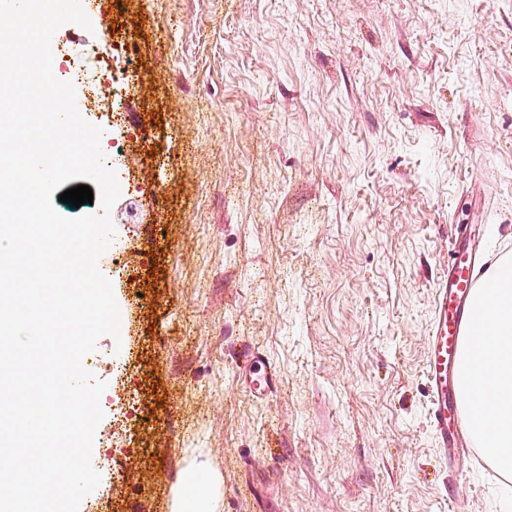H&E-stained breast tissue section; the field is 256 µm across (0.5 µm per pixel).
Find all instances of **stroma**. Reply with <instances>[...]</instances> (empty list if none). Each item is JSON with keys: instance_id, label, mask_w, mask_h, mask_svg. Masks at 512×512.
Returning <instances> with one entry per match:
<instances>
[{"instance_id": "1", "label": "stroma", "mask_w": 512, "mask_h": 512, "mask_svg": "<svg viewBox=\"0 0 512 512\" xmlns=\"http://www.w3.org/2000/svg\"><path fill=\"white\" fill-rule=\"evenodd\" d=\"M51 40L120 140L119 336L79 512H171L191 460L221 512H512L489 459L453 478L427 424L432 294L471 224L512 258V0H94ZM135 51L86 106L65 46ZM277 374L258 398L234 350Z\"/></svg>"}]
</instances>
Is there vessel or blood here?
<instances>
[{"mask_svg": "<svg viewBox=\"0 0 512 512\" xmlns=\"http://www.w3.org/2000/svg\"><path fill=\"white\" fill-rule=\"evenodd\" d=\"M455 239L444 274L433 293V317L426 338L424 371L429 385V419L448 459L474 456L468 441L467 413L462 379L464 339L476 321L477 274L485 260L469 224L452 227ZM247 378L253 395L265 394L276 376L258 352L245 351Z\"/></svg>", "mask_w": 512, "mask_h": 512, "instance_id": "b4317fda", "label": "vessel or blood"}]
</instances>
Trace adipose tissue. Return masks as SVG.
I'll return each mask as SVG.
<instances>
[{"label": "adipose tissue", "mask_w": 512, "mask_h": 512, "mask_svg": "<svg viewBox=\"0 0 512 512\" xmlns=\"http://www.w3.org/2000/svg\"><path fill=\"white\" fill-rule=\"evenodd\" d=\"M477 299L481 315L463 363L469 429L505 471H512V260L489 273ZM219 477L194 462L185 470L174 512H219Z\"/></svg>", "instance_id": "1"}]
</instances>
